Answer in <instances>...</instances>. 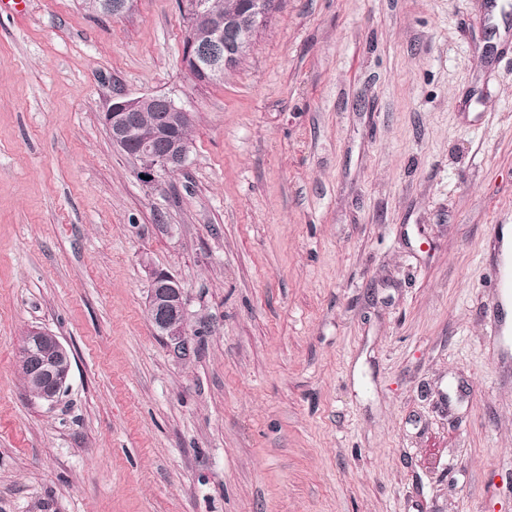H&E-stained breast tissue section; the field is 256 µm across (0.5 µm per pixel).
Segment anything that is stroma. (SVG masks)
I'll use <instances>...</instances> for the list:
<instances>
[{"mask_svg": "<svg viewBox=\"0 0 512 512\" xmlns=\"http://www.w3.org/2000/svg\"><path fill=\"white\" fill-rule=\"evenodd\" d=\"M184 29L0 13V512H512V0H279L214 85ZM118 93L193 113L182 171L138 180ZM36 325L73 354L51 405ZM147 295L149 314L157 318L158 334L171 348L180 351L188 345L187 300L179 282L164 271L149 269ZM171 311L176 312L171 316ZM44 344L52 347L53 357H41L39 347ZM25 349L29 375L43 386L35 398L48 405L54 404L70 376L72 359L69 349L58 336L41 327H33L28 331Z\"/></svg>", "mask_w": 512, "mask_h": 512, "instance_id": "1", "label": "stroma"}]
</instances>
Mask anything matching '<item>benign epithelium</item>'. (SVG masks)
<instances>
[{"instance_id": "7a95c632", "label": "benign epithelium", "mask_w": 512, "mask_h": 512, "mask_svg": "<svg viewBox=\"0 0 512 512\" xmlns=\"http://www.w3.org/2000/svg\"><path fill=\"white\" fill-rule=\"evenodd\" d=\"M278 0H244L238 12L217 16L211 12L209 0H180L186 18L181 63L197 82L218 83L234 70L252 51L254 39L274 13ZM134 0H99L102 13L121 16L128 13ZM163 112V124L154 136L142 139L138 135L139 113ZM192 114L165 94L130 97L112 96L102 115V123L120 149L136 142L130 153L138 163L137 174L154 182L167 172L182 170L190 155V145L179 134V129ZM150 286L147 295L148 312L157 318L158 334L172 349L180 351L188 345L187 300L183 288L170 274L149 270ZM49 345L53 357H41L39 347ZM25 361L32 379L40 382L36 399L52 405L64 390L69 379L72 359L69 349L59 337L41 328H31L25 337Z\"/></svg>"}]
</instances>
